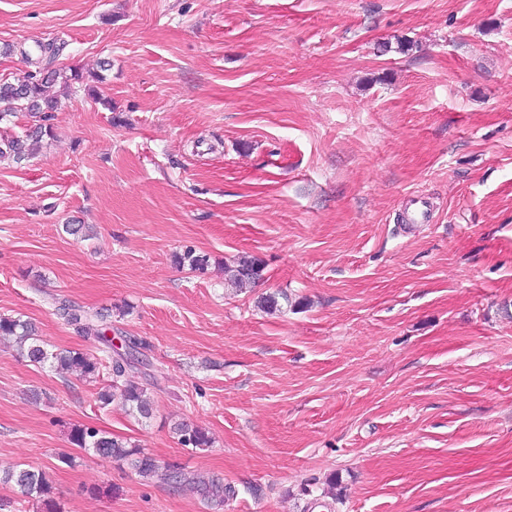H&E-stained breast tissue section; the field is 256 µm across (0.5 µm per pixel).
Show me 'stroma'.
Returning a JSON list of instances; mask_svg holds the SVG:
<instances>
[{
    "label": "stroma",
    "mask_w": 512,
    "mask_h": 512,
    "mask_svg": "<svg viewBox=\"0 0 512 512\" xmlns=\"http://www.w3.org/2000/svg\"><path fill=\"white\" fill-rule=\"evenodd\" d=\"M5 43L0 79L110 62L112 106L74 89L0 163V315L91 353L57 306L108 312L154 383L141 421L1 343L0 467L60 512H209L76 450L90 425L233 484L224 512H512V0H0ZM263 265L257 258L240 257L233 265H225L224 273L228 280L238 287L255 284L262 277ZM174 430L179 436V441L185 447L191 446L199 449L210 447L211 439L201 428L179 423L174 427ZM0 485H13L22 493H35L45 506L46 512H56L49 495L51 486L43 470L23 467V464L9 465L0 470Z\"/></svg>",
    "instance_id": "35a3bbf8"
}]
</instances>
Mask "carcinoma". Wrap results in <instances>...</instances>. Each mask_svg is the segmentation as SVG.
I'll list each match as a JSON object with an SVG mask.
<instances>
[{
    "instance_id": "obj_1",
    "label": "carcinoma",
    "mask_w": 512,
    "mask_h": 512,
    "mask_svg": "<svg viewBox=\"0 0 512 512\" xmlns=\"http://www.w3.org/2000/svg\"><path fill=\"white\" fill-rule=\"evenodd\" d=\"M108 64L103 62L100 70L83 72L73 69H44L37 74H28L11 81L0 79V122L17 112H27L37 118L39 123L30 127L22 136L0 138V161L10 160L16 164L29 159L34 144L45 137L52 136V127L47 124L52 112L61 105L58 96L50 93V88L60 83L64 88L74 86L82 88L91 96L97 95V85L104 83ZM176 264L188 267L200 274L206 273L209 257L192 248L175 255ZM263 265L257 258L240 257L231 265L224 266L228 280L238 287L254 284L262 277ZM57 311L64 320L76 329L98 342V353L88 354L70 350L51 351L38 338L31 323L13 317L0 316V338L13 339L17 350L29 362L41 367H49L57 372L77 371L81 376L92 379L103 369L112 375L111 384L99 393V402L108 406L118 400L128 410L143 419L152 415V404L148 396L149 374H143L145 381L136 382L129 377L133 368H126L120 358L112 356V339L108 338L106 316L94 315L87 311L61 303ZM179 441L185 447L208 448L211 439L198 428L179 423L174 427ZM75 448L108 457L131 469L142 477L154 478L179 488L189 486L201 496L203 502L211 507L224 506V502L237 495L235 486L217 479L201 478L177 464H160L150 453L138 445L124 441L108 432L92 426H77L70 435ZM0 485H13L25 494H36L42 498L46 512H55L50 499L51 486L43 470L26 468L21 464L9 465L0 470Z\"/></svg>"
}]
</instances>
